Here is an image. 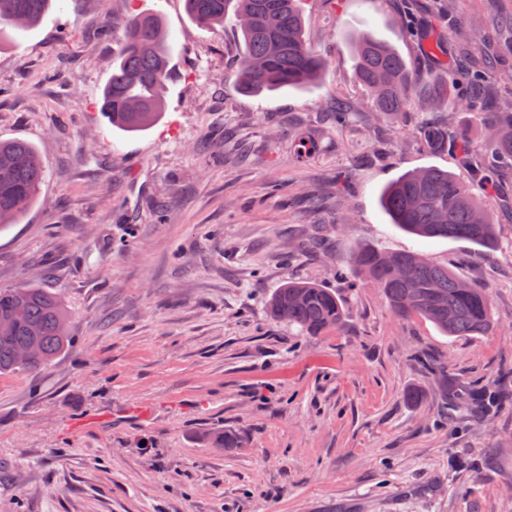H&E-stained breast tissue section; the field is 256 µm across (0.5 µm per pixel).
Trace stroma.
<instances>
[{"mask_svg": "<svg viewBox=\"0 0 512 512\" xmlns=\"http://www.w3.org/2000/svg\"><path fill=\"white\" fill-rule=\"evenodd\" d=\"M303 8L328 66L300 90L241 91L232 21L200 29L184 0H55L0 48V138L31 142L44 167L33 207L0 231V288L55 292L72 334L46 369L0 375V512H512V402L446 411L423 367L512 383V213L490 250L390 224L387 182L458 167L418 139L420 115L377 112L350 46L370 32L414 68L452 66L449 23L438 0ZM144 10L168 24L176 79L161 121L127 135L100 97L125 17ZM456 11L512 38V0ZM362 244L488 284L493 330L398 318L348 264ZM291 278L335 289L344 326L306 336L271 320ZM214 429L238 447L202 443Z\"/></svg>", "mask_w": 512, "mask_h": 512, "instance_id": "1", "label": "stroma"}]
</instances>
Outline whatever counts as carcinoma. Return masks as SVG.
Segmentation results:
<instances>
[{"instance_id": "cac0c4a2", "label": "carcinoma", "mask_w": 512, "mask_h": 512, "mask_svg": "<svg viewBox=\"0 0 512 512\" xmlns=\"http://www.w3.org/2000/svg\"><path fill=\"white\" fill-rule=\"evenodd\" d=\"M235 2L237 30L245 53L236 83L250 93L302 89L317 83L326 59L304 39V0H184L189 18L200 28L224 25L227 6ZM52 0H0V44L12 40L8 29L26 31L38 25ZM483 42L462 29L456 36L461 68L432 70L422 76L387 42L368 32L352 36L358 73L376 108L384 113H421L417 129L437 147H448L462 180L433 167L407 172L387 183L379 202L390 222L411 235L468 241L491 249L497 236V215L486 204L495 174L512 168V100L496 112H485L481 100L499 84H512V72L494 67V55L512 45L491 46L480 58L471 49ZM174 47L163 16L156 11L130 14L120 47L102 90L101 111L120 131L137 133L157 123L165 112L173 80ZM468 87L469 99L458 102L472 119L440 126L434 116L448 104L457 84ZM43 165L36 148L22 139H0V230L28 211L37 200ZM352 266L378 288L398 317H420L445 336H483L493 329L490 288L465 280L422 253H385L360 248ZM269 316L315 336L341 328L342 300L332 288L286 281L268 299ZM71 344L70 316L60 298L46 288H0V374L37 371ZM440 375L448 405L481 413L497 407V391H469L448 377L446 367L431 366ZM202 441L212 448H234L235 437L209 432Z\"/></svg>"}]
</instances>
